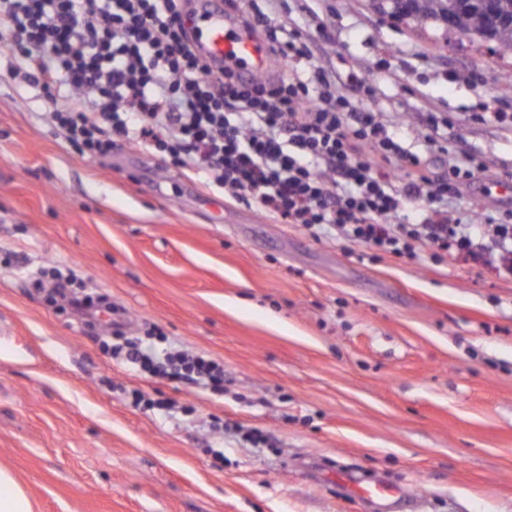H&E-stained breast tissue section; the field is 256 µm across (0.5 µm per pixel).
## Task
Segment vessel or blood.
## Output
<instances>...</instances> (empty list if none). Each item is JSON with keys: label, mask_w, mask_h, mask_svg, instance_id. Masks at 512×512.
I'll return each mask as SVG.
<instances>
[{"label": "vessel or blood", "mask_w": 512, "mask_h": 512, "mask_svg": "<svg viewBox=\"0 0 512 512\" xmlns=\"http://www.w3.org/2000/svg\"><path fill=\"white\" fill-rule=\"evenodd\" d=\"M192 28L196 50L211 62L214 69L235 63L248 76L264 71L271 56L269 48L247 30L239 28L225 15L217 0H196ZM336 480L351 496L365 501L398 503L405 498L404 490L391 482L364 484L343 473L337 474Z\"/></svg>", "instance_id": "b4317fda"}]
</instances>
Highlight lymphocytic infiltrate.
<instances>
[{"label": "lymphocytic infiltrate", "instance_id": "obj_1", "mask_svg": "<svg viewBox=\"0 0 512 512\" xmlns=\"http://www.w3.org/2000/svg\"><path fill=\"white\" fill-rule=\"evenodd\" d=\"M184 0H0V81L38 88L53 122L83 154L116 139L171 158L205 185L256 203L287 224L332 228L382 254L450 250L482 261V247L448 211L461 181L481 172L456 153L437 171L389 133L377 113L355 110L335 68L272 14L244 18L288 61L287 77L214 74L190 46ZM410 202L425 218L397 223ZM125 361L152 376L224 388V367L185 349L125 343Z\"/></svg>", "mask_w": 512, "mask_h": 512}]
</instances>
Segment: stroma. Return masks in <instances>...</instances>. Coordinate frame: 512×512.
<instances>
[{
    "instance_id": "obj_1",
    "label": "stroma",
    "mask_w": 512,
    "mask_h": 512,
    "mask_svg": "<svg viewBox=\"0 0 512 512\" xmlns=\"http://www.w3.org/2000/svg\"><path fill=\"white\" fill-rule=\"evenodd\" d=\"M278 20L404 139L431 117L479 156L452 208L512 215V57L373 0H280ZM60 274L127 336L223 364V393L129 370L108 324L52 302ZM0 467L36 512H375L329 470L400 485V512H512V275L372 257L123 141L81 155L0 84Z\"/></svg>"
}]
</instances>
